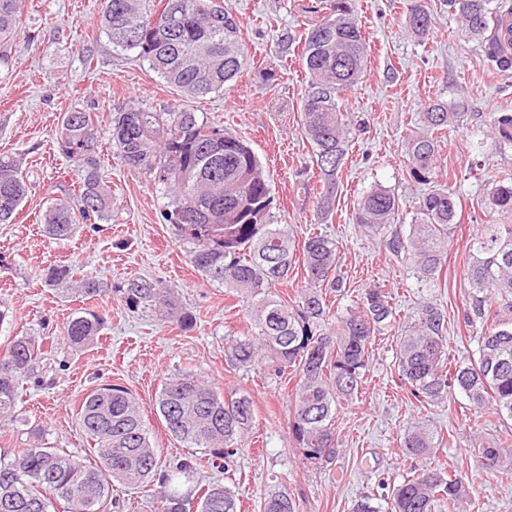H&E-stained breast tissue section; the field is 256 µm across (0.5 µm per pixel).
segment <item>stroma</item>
<instances>
[{
    "instance_id": "1",
    "label": "stroma",
    "mask_w": 512,
    "mask_h": 512,
    "mask_svg": "<svg viewBox=\"0 0 512 512\" xmlns=\"http://www.w3.org/2000/svg\"><path fill=\"white\" fill-rule=\"evenodd\" d=\"M226 3L241 22L246 67L224 93L181 102L136 51L112 44L98 21L101 0H22L20 32L8 63L0 64V154L21 158L31 188L13 223L0 224L5 261L0 303L13 314L0 325V348L16 336L48 337L53 344L23 393L17 419L0 425V457L30 447L36 427L48 445L85 456L78 404L99 385L120 384L136 396L162 462L195 456L193 483L207 484L216 468L201 449L174 440L156 410L162 381L190 373L223 394L247 393L255 401V427L239 446L227 480L242 512H262L265 497L283 490L295 498L298 512H352L361 495L384 497L414 466L400 442L417 422L444 437L433 464L462 475L482 472L481 446L512 439V428L489 410L474 416L460 395L447 403L418 402L398 377L396 328L377 336L358 397L337 410L340 455L320 467L306 462L288 434L295 378L245 371L227 361L224 348L242 330L244 306L192 265L163 217L168 200L152 174L128 168L113 149L111 118L131 104L163 112L179 102L209 125L244 139L268 177L272 223L291 225L300 241L318 232L335 242L343 282L335 308L354 305L374 282L391 292L398 325L423 305L435 304L445 317L448 356L463 362L476 358L481 332L480 326L464 324L466 243L479 225L512 222L511 215L488 205L490 177L512 173V148L495 149L486 136L491 114L512 108V72L496 70L444 0H428L432 34L425 41L405 28L407 0H356L371 53L343 104L367 129L351 142L337 178L335 208L323 217L298 178L310 168L312 152L301 129L306 77L298 42L319 20L320 0ZM449 99L460 101L466 112L462 128L442 138L438 148L440 172L458 203L457 218L447 264L429 282L389 252L391 228L361 231L353 213L362 193L380 184L399 204L396 225L410 224L420 190L408 177L404 143L428 103ZM74 109L95 118L100 168L112 187V219L78 225L72 237L53 240L39 219L50 202L68 199L77 180L55 142L58 121ZM57 263L110 284L130 277L160 280L173 288L179 309L190 313L193 323L183 328L153 310H129L109 292L91 303L107 320L100 338L73 347L61 330L80 308L79 299L46 287L37 276ZM157 489L154 482L135 489L113 483L107 512H158ZM464 512H512V480L474 485Z\"/></svg>"
}]
</instances>
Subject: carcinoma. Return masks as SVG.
Returning <instances> with one entry per match:
<instances>
[{"label": "carcinoma", "instance_id": "obj_1", "mask_svg": "<svg viewBox=\"0 0 512 512\" xmlns=\"http://www.w3.org/2000/svg\"><path fill=\"white\" fill-rule=\"evenodd\" d=\"M103 0L100 26L113 43L136 49L139 56L179 96L200 99L224 91L244 66L240 24L224 0ZM183 6L186 20L170 34L156 28L171 5ZM325 15L303 39L299 64L307 84L301 103V126L312 145L317 212L334 207L336 178L348 153L353 128L342 110V95L354 87L368 62L366 37L355 16L354 0H326ZM497 70H512V38L501 30L512 16V0H448ZM407 29L425 40L431 32L426 0H409ZM20 0H0V62H8V43L19 30ZM465 113L455 100L430 104L422 113V130L404 145L410 180L426 187L407 233L396 232L389 251L414 267L421 278L434 279L448 258V237L457 215V201L438 180V141L434 132L458 129ZM488 138L499 148L512 147V111L494 113ZM213 127L195 112L174 106L153 112L130 106L112 116V144L129 167L147 170L169 199L165 220L186 212L173 224L191 263L227 293L247 304V331L230 340L226 359L234 366L290 371L298 378L288 421L291 438L315 464L333 461L341 451L336 433L337 407L353 399L368 371L375 337L394 325L390 293L379 284L366 287L359 302L336 316L331 327L328 291H339L336 244L320 234L296 244L286 224L270 222L271 188L251 147L230 131L220 141ZM57 146L73 163L78 189L72 200L55 203L43 214L46 234L69 237L78 224L112 220V188L99 170L90 113L66 112L58 122ZM31 186L21 160L0 156V224H10ZM488 205L512 213V176L493 180ZM395 195L374 185L357 202L355 224L367 232L394 223ZM302 251L307 285L290 306L272 294L288 278ZM49 287L72 290L84 300L108 292L93 274L79 278L66 265L44 269ZM470 291L464 320L482 323L478 357L448 367L443 333L445 319L433 304L422 306L398 336L399 379L418 401L445 402L460 392L478 414L488 408L512 422V224H481L469 241L466 271ZM130 309H153L191 324L175 311L174 292L157 282L133 277L115 286ZM106 319L93 311L76 315L63 326V339L80 347L100 336ZM41 349L32 337L16 336L0 353V421L17 419L24 384L34 375ZM168 433L187 448L208 452L215 468L229 474L234 446L255 422L249 394L225 397L197 377L166 378L156 399ZM79 429L93 441L96 460L86 462L62 448L44 444L38 429L34 444L10 459H0V512H104L112 481L130 487L159 480L160 512H238L234 492L223 482L207 484L191 502L179 489L190 480L196 462L184 458L161 468L157 449L133 394L126 388L101 385L92 389L77 410ZM440 435L417 423L402 437L403 454L421 462L413 474L393 488L390 512H458L467 500L469 482L459 474L433 467L429 460ZM512 441H495L482 449L488 477L507 478L500 462ZM263 512H298L288 492L269 495Z\"/></svg>", "mask_w": 512, "mask_h": 512}]
</instances>
